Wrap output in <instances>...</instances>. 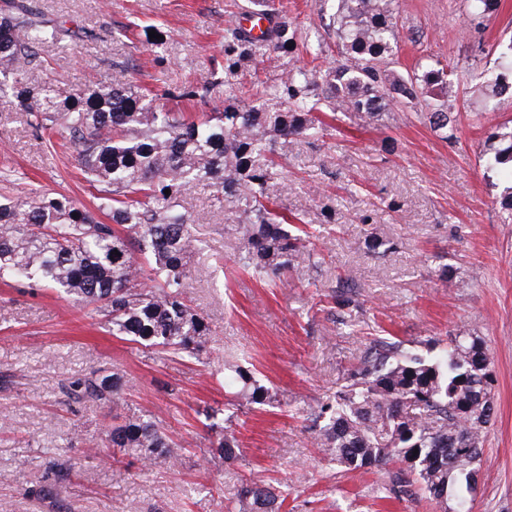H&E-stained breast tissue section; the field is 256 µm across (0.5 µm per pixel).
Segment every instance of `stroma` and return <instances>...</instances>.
I'll use <instances>...</instances> for the list:
<instances>
[{"label":"stroma","mask_w":512,"mask_h":512,"mask_svg":"<svg viewBox=\"0 0 512 512\" xmlns=\"http://www.w3.org/2000/svg\"><path fill=\"white\" fill-rule=\"evenodd\" d=\"M69 28L50 51L44 77L81 86L132 72L135 90L166 108L192 112L184 86L224 77V28L239 22L248 0H33ZM296 47L322 42V65L340 55L329 25L337 0H282ZM398 70L429 56L480 82L497 70L496 47L512 40V0L490 15L471 0H395ZM163 40L152 43L149 31ZM455 140L442 139L418 107L394 103L371 122L354 113L325 117L317 141L277 145L274 207L298 215L312 234L317 267L283 282L259 280L238 262L229 233L238 209L212 189L184 200L204 242L191 259L188 304L206 314L212 334L203 360L170 357L113 336L95 306L53 290L0 280V512H233L250 480L285 487L286 512H457L424 495L389 493L388 473L345 470L316 445L310 403L333 396L375 337L444 346L477 336L494 375L496 415L479 465L471 512H512V213L502 205L512 178L487 170L498 146L493 132L512 126V99L489 112L459 100ZM42 192L75 200L98 220L99 191L78 165L74 144L30 125L11 94L0 95V194ZM386 243L367 247L370 238ZM356 272V306L322 297ZM244 356L276 396L273 405L231 409L241 442L237 466L213 453L204 406L225 400V359ZM120 373L116 404L72 395L91 371ZM149 414L180 445L176 461L150 466L90 455L113 412ZM68 471L48 476V463Z\"/></svg>","instance_id":"1"}]
</instances>
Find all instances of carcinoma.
Listing matches in <instances>:
<instances>
[{"instance_id": "carcinoma-1", "label": "carcinoma", "mask_w": 512, "mask_h": 512, "mask_svg": "<svg viewBox=\"0 0 512 512\" xmlns=\"http://www.w3.org/2000/svg\"><path fill=\"white\" fill-rule=\"evenodd\" d=\"M268 18L260 37L239 24L224 28V110L187 120L132 92L129 73L117 68L103 83L62 87L28 82L42 53L65 31L32 0H9L0 12V92L9 91L35 129L54 131L76 146L85 178L103 186L98 208L110 223L65 197L46 193L0 196V276L8 274L97 306L123 336L157 353L199 354L212 330L203 313L188 305L184 290L190 261L201 246L183 205L186 194L208 187L216 199L236 204L244 220L234 225L244 266L271 281L291 268H306L310 235L271 212L277 140L319 139L328 110L353 112L371 121L389 102L420 104L421 115L443 138H455L453 114L460 78L440 62H420L413 73L391 68L397 41L392 0H339L332 24L341 63L326 69L286 67L274 89L245 104L238 77L255 60L277 62L292 53L288 23L267 0H253ZM215 83L190 85L181 96L208 103ZM512 92L511 83L469 87L489 100ZM512 164V130L499 135L489 166ZM170 193H165V190ZM356 275L337 281L330 298L356 303ZM489 358L479 338L457 336L425 357L402 341L380 337L333 400L310 408L324 456L346 470H386L399 462L392 490L418 491L440 505L465 503L482 454L484 430L494 418ZM236 395L233 405L266 406L270 388L241 358L224 363ZM97 401H118L121 377L91 375L74 385ZM178 444L148 414L113 418L99 451H136L149 462L172 457ZM230 426L216 447L227 465L239 455ZM276 489L261 481L244 484L238 512H280Z\"/></svg>"}]
</instances>
